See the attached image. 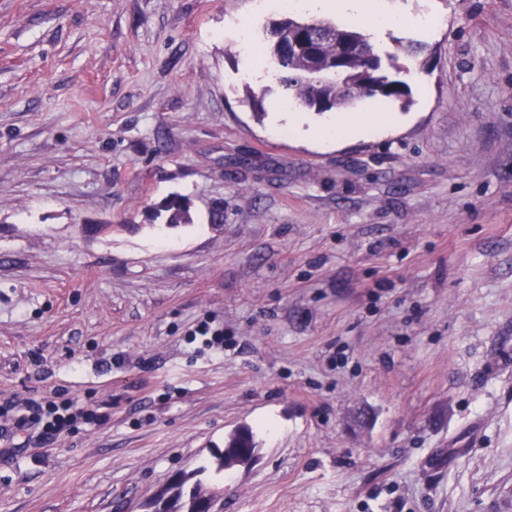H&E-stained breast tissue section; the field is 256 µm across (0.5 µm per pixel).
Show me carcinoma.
Masks as SVG:
<instances>
[{
  "mask_svg": "<svg viewBox=\"0 0 512 512\" xmlns=\"http://www.w3.org/2000/svg\"><path fill=\"white\" fill-rule=\"evenodd\" d=\"M316 34L315 54L293 50L291 42L300 41ZM270 55L275 64L288 71V90L291 97L300 105L317 112L332 109L341 112L352 100L363 95L399 99L408 95L407 83L392 75L383 66L381 57L372 44L359 32L335 25L329 21L314 20L298 22L286 19L272 27ZM351 38L361 45V50L340 71L332 67L339 44ZM162 208L168 213L166 224H188V205L173 197ZM201 487L188 477L171 488L172 494L165 501L151 504L158 510L172 509L174 512H194L197 503L189 496L190 484Z\"/></svg>",
  "mask_w": 512,
  "mask_h": 512,
  "instance_id": "cac0c4a2",
  "label": "carcinoma"
}]
</instances>
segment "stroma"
Instances as JSON below:
<instances>
[{"label": "stroma", "instance_id": "obj_1", "mask_svg": "<svg viewBox=\"0 0 512 512\" xmlns=\"http://www.w3.org/2000/svg\"><path fill=\"white\" fill-rule=\"evenodd\" d=\"M380 7L401 122L318 145L287 9L0 0V401L99 417L0 440V512H146L243 425L222 512H512V0Z\"/></svg>", "mask_w": 512, "mask_h": 512}]
</instances>
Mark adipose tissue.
Listing matches in <instances>:
<instances>
[{
  "mask_svg": "<svg viewBox=\"0 0 512 512\" xmlns=\"http://www.w3.org/2000/svg\"><path fill=\"white\" fill-rule=\"evenodd\" d=\"M294 11L333 10L349 15L357 24L368 29L383 28L394 24V16L382 13L376 0H289ZM398 118L392 113L378 114L370 109L355 113H339L319 125L307 124L297 111H289L286 122L273 123V134L303 135L319 143H337L343 140L383 134L393 129Z\"/></svg>",
  "mask_w": 512,
  "mask_h": 512,
  "instance_id": "ef3b65f1",
  "label": "adipose tissue"
}]
</instances>
